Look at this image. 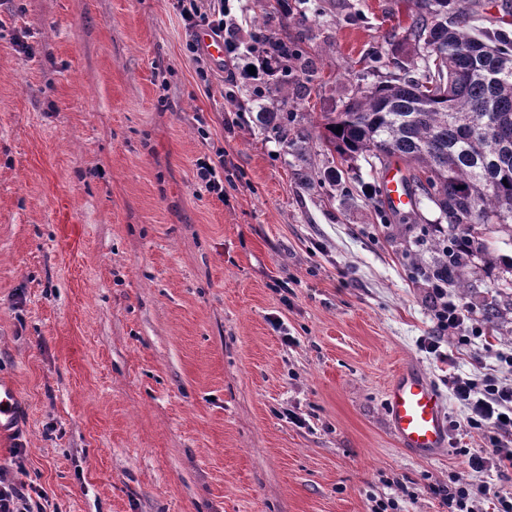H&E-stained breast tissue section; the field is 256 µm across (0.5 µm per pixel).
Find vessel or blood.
I'll use <instances>...</instances> for the list:
<instances>
[{
  "label": "vessel or blood",
  "instance_id": "vessel-or-blood-1",
  "mask_svg": "<svg viewBox=\"0 0 512 512\" xmlns=\"http://www.w3.org/2000/svg\"><path fill=\"white\" fill-rule=\"evenodd\" d=\"M388 208L404 211L410 206L400 178L399 165H391L381 192ZM17 394L8 382H0V433L9 432L16 419ZM387 415L400 447L430 458L448 442V423L443 399L416 367L400 369L386 393Z\"/></svg>",
  "mask_w": 512,
  "mask_h": 512
}]
</instances>
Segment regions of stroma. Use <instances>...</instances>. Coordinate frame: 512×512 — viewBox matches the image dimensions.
<instances>
[{
  "mask_svg": "<svg viewBox=\"0 0 512 512\" xmlns=\"http://www.w3.org/2000/svg\"><path fill=\"white\" fill-rule=\"evenodd\" d=\"M314 6L267 22L309 66L283 101L257 96L239 51L200 83L170 0H0V380L19 397L0 467L45 488V512H448L433 487L455 473L486 487L483 512L512 498V466L471 474L487 443L445 382L512 379L495 358L512 273L468 257L452 294L482 334L427 353L447 224L426 201L419 223H382L370 165L319 139L320 113L417 74L412 0ZM262 104L294 112L299 138L264 132ZM219 149L220 199L196 180ZM405 366L444 400L432 458L387 417Z\"/></svg>",
  "mask_w": 512,
  "mask_h": 512,
  "instance_id": "35a3bbf8",
  "label": "stroma"
}]
</instances>
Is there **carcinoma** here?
<instances>
[{
    "label": "carcinoma",
    "instance_id": "cac0c4a2",
    "mask_svg": "<svg viewBox=\"0 0 512 512\" xmlns=\"http://www.w3.org/2000/svg\"><path fill=\"white\" fill-rule=\"evenodd\" d=\"M481 7V0H416L404 40L423 62L420 76L362 89L341 111L320 113L319 128L327 151L342 158L368 156L375 172H384L394 159L402 162L414 206L405 213L384 209L383 219L415 224L425 198L471 252L495 264L476 226L499 224L512 232V34L476 26ZM425 45L433 47L434 57L426 58ZM249 54L264 64L275 91L288 100V87L305 70L299 44L263 33L254 37ZM489 110L499 120L493 131L480 127ZM292 121L288 111L264 108L259 115L261 128L283 142ZM440 251L433 274L463 287L448 245Z\"/></svg>",
    "mask_w": 512,
    "mask_h": 512
}]
</instances>
